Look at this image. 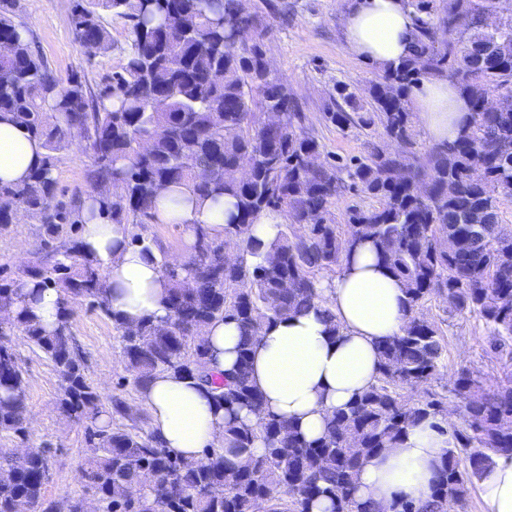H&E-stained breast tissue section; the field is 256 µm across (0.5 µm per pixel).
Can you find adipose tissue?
I'll return each mask as SVG.
<instances>
[{
	"mask_svg": "<svg viewBox=\"0 0 512 512\" xmlns=\"http://www.w3.org/2000/svg\"><path fill=\"white\" fill-rule=\"evenodd\" d=\"M344 45L358 59L384 67L398 63L415 35L412 9L406 0H348L341 14ZM418 122L436 144L455 139L470 120L468 100L449 78H431L408 92ZM41 151L38 140L23 128L0 123V180L16 182L33 167ZM170 190L158 200V220L193 229L208 226L214 236L234 212L232 199L222 206L198 203L182 193L179 207L168 204ZM85 250L101 262L110 285L112 312L135 322L167 317L165 281L156 258L142 254L130 242V227L101 219L80 226ZM318 307L263 327L251 352V379L264 395L267 413L286 417L309 440L323 436L325 419L345 407L375 382L378 346L401 333L406 320V296L400 283L370 245L359 246L332 279L322 281ZM339 333H332L328 318ZM211 371L231 374L237 360L240 331L234 321L211 323ZM140 404L152 416V429L163 444L187 458H202L206 449L223 445L224 416L210 386L169 372L158 373L139 393ZM451 422L433 428L423 421L409 430L399 447L370 456L359 476L358 494L374 501L381 512L411 500L425 502L435 480L436 464L451 441ZM484 512H512V457H500L479 481Z\"/></svg>",
	"mask_w": 512,
	"mask_h": 512,
	"instance_id": "1",
	"label": "adipose tissue"
}]
</instances>
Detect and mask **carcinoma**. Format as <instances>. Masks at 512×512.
<instances>
[{
	"instance_id": "1",
	"label": "carcinoma",
	"mask_w": 512,
	"mask_h": 512,
	"mask_svg": "<svg viewBox=\"0 0 512 512\" xmlns=\"http://www.w3.org/2000/svg\"><path fill=\"white\" fill-rule=\"evenodd\" d=\"M19 0H0V118L38 139L44 153L21 182L0 183V198L15 202L40 225L44 255L9 277L0 269V307L14 311L0 327V435L27 433V381L16 340L41 351L60 374V409L85 426L87 451L78 467L86 491L104 512H253L264 499L271 512H311L326 498L333 512H375L356 496L363 460L394 448L426 419L440 423L448 396L428 388L444 352L439 328L417 317L432 295L457 312H475L501 363L493 382L462 368L449 392L461 404V427L438 465L426 504L403 501L395 512H448L463 501L482 472L512 456V230L500 222V200L512 198V14L487 23L495 0H408L416 38L408 57L382 68L367 90V105L336 84L335 108L324 113L339 130L375 122L382 138L400 143L386 153L379 142L367 156L313 166L324 145L306 113L268 67L263 41L232 44L227 20H239L240 0H73L75 39L90 57L107 53L110 35L99 10L132 21L131 51L122 71L94 92L76 74L51 68L19 20ZM449 77L471 102L473 121L455 140L420 156L414 151L415 114L408 88ZM370 113L366 118L361 111ZM263 112L282 113L265 126ZM75 137L90 159L88 194L59 190V153ZM252 169L241 180L239 160ZM186 189L215 206L235 200L236 223L224 242L241 253L224 265L221 243L199 224L188 257L171 261L145 224L157 220L156 188ZM379 206L347 208L339 229L331 207L347 190ZM265 210L284 224L268 244L244 239ZM133 228L131 244L157 254L169 283V317L126 323L108 304L105 274L72 229L84 214ZM369 243L406 294L407 322L379 347L373 384L326 420L325 435L306 440L292 421L265 415L254 426L228 418L224 453L180 458L134 424L117 401L102 421L101 392L84 373L72 333L82 303L112 318L121 352L141 390L168 371L214 387L218 407L263 414L252 383L253 336L277 318L321 301L315 286L336 273L344 256ZM57 291L58 319L48 329L26 304L24 285ZM231 318L246 334L234 372L208 371V324ZM129 424H123V421ZM265 448L253 453L257 441ZM468 464H461V455ZM50 458L33 446L25 454L0 448V512H61L45 498Z\"/></svg>"
}]
</instances>
